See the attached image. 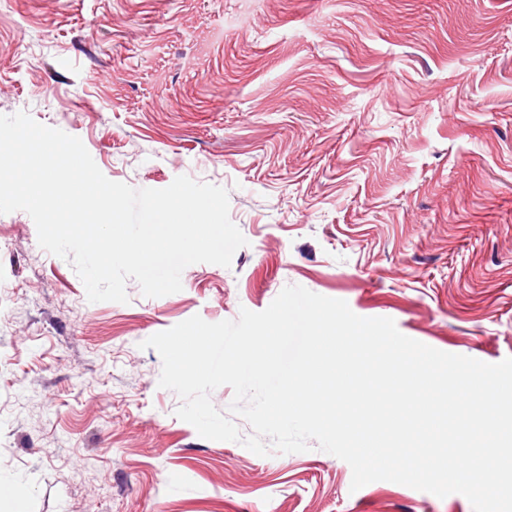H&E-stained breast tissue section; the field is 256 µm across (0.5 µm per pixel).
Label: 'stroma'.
I'll return each mask as SVG.
<instances>
[{
  "label": "stroma",
  "mask_w": 512,
  "mask_h": 512,
  "mask_svg": "<svg viewBox=\"0 0 512 512\" xmlns=\"http://www.w3.org/2000/svg\"><path fill=\"white\" fill-rule=\"evenodd\" d=\"M110 180L223 187L247 240L180 292L89 302L0 214V476L28 512H473L314 448L200 437L142 341L288 285L438 350L512 357V0H0V115Z\"/></svg>",
  "instance_id": "stroma-1"
}]
</instances>
